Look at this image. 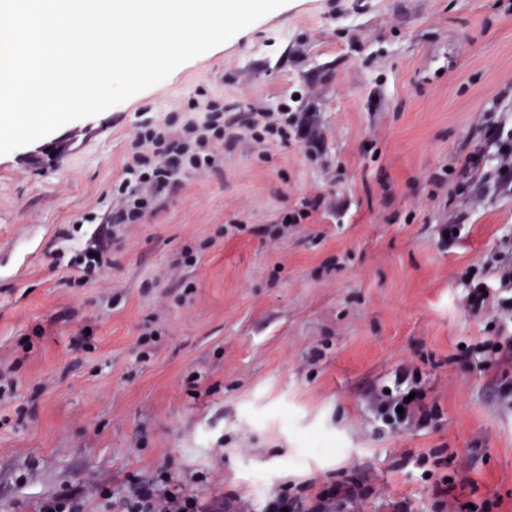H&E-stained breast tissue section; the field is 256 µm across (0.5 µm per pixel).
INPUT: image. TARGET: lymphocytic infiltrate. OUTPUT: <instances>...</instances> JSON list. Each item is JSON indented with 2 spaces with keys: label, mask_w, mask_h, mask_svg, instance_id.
Here are the masks:
<instances>
[{
  "label": "lymphocytic infiltrate",
  "mask_w": 512,
  "mask_h": 512,
  "mask_svg": "<svg viewBox=\"0 0 512 512\" xmlns=\"http://www.w3.org/2000/svg\"><path fill=\"white\" fill-rule=\"evenodd\" d=\"M204 123L184 124L178 130L147 126L136 139L126 176L114 191L119 199L116 215H104L105 224H138L155 210L151 186L181 180L191 170L215 165L227 132L238 126L252 128L260 136L287 140L298 126L297 113L285 112L275 121H260L254 112H227L218 104L206 107ZM112 235L105 229L94 232L78 245L72 262L82 280L101 273L109 261ZM489 275L473 274L469 279L466 302L471 311H490L499 324L497 335L478 343L476 352L485 357L486 367L512 363V251L494 253L485 261ZM420 378L398 372L390 389H376L370 403L376 418L389 429L420 428L432 421L435 411L426 406L420 391ZM368 488L358 478L335 483L312 496L278 493L261 508L224 499H201L170 479L135 484L125 499V512H347L349 503L366 498Z\"/></svg>",
  "instance_id": "lymphocytic-infiltrate-1"
}]
</instances>
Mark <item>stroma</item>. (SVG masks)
<instances>
[{
  "label": "stroma",
  "mask_w": 512,
  "mask_h": 512,
  "mask_svg": "<svg viewBox=\"0 0 512 512\" xmlns=\"http://www.w3.org/2000/svg\"><path fill=\"white\" fill-rule=\"evenodd\" d=\"M316 144L225 142L114 225L112 266L67 268L76 238L118 211L112 187L147 120L209 100L278 112L297 92ZM512 129V0H287L160 83L0 155V512L73 490L80 512H122L164 477L203 498L261 505L355 475L349 512H512V366L463 346L491 336L467 278L512 246V196L486 178ZM482 146L486 163L459 175ZM301 224L288 211L316 197ZM459 224L453 242L439 227ZM437 411L389 431L370 393L399 369ZM445 466L423 470L421 454Z\"/></svg>",
  "instance_id": "stroma-1"
}]
</instances>
